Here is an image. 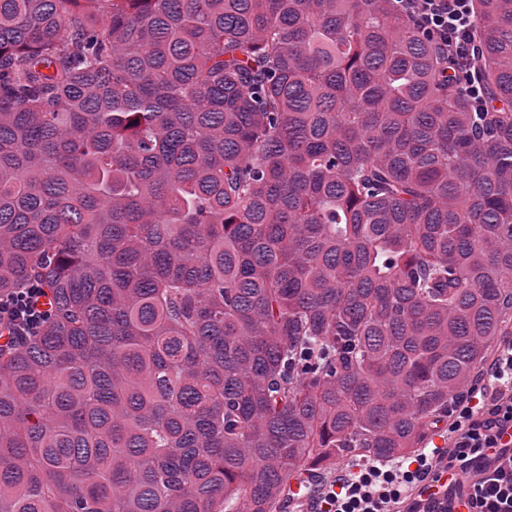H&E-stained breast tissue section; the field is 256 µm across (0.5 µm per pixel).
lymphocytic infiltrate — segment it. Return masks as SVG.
<instances>
[{
  "label": "lymphocytic infiltrate",
  "instance_id": "obj_1",
  "mask_svg": "<svg viewBox=\"0 0 512 512\" xmlns=\"http://www.w3.org/2000/svg\"><path fill=\"white\" fill-rule=\"evenodd\" d=\"M401 11L437 42L451 68L476 55L473 0H398ZM32 280L0 297V340L37 335L48 310ZM498 391L470 388L452 398L444 448L402 457L395 466L349 470L319 494V512H439L440 500L466 512H512V346L485 368Z\"/></svg>",
  "mask_w": 512,
  "mask_h": 512
}]
</instances>
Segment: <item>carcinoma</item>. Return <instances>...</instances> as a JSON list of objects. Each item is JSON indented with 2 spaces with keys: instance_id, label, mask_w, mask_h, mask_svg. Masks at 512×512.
<instances>
[{
  "instance_id": "cac0c4a2",
  "label": "carcinoma",
  "mask_w": 512,
  "mask_h": 512,
  "mask_svg": "<svg viewBox=\"0 0 512 512\" xmlns=\"http://www.w3.org/2000/svg\"><path fill=\"white\" fill-rule=\"evenodd\" d=\"M486 111L396 0H0V512H275L404 456L512 335V0ZM44 294L41 283L32 280L8 296L0 297V340H24L38 334L49 314L42 302ZM328 466V463L327 462H320L318 464H315L314 466L310 467V471H309V479L308 481L304 482L303 480H307L305 479L307 477V474H303L301 478H298V479H295V478H291L290 480V485H291V492H290V498L291 500L292 499H295L298 501V503L300 504V508L296 511H292L291 509H288V505H286L283 509H281L280 511H276V512H305V511H300V510H306V507L304 506V501L300 498H298L297 495H294V493H297L299 491V489H301L300 493L302 492H305V491H314V490H318V485H319V476H324L327 474L328 476V480H327V483H329L330 481H332L333 479L336 478V476L340 473L341 470H344V469H349V468H344L340 465H336V468L335 466H333V469L332 470H329V471H324L323 469L326 468ZM303 504V506H302Z\"/></svg>"
}]
</instances>
